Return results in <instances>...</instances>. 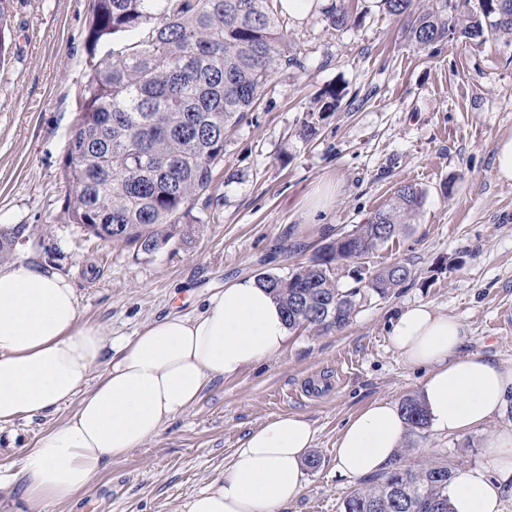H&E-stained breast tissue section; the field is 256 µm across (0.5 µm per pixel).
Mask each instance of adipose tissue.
Masks as SVG:
<instances>
[{"label":"adipose tissue","instance_id":"1","mask_svg":"<svg viewBox=\"0 0 512 512\" xmlns=\"http://www.w3.org/2000/svg\"><path fill=\"white\" fill-rule=\"evenodd\" d=\"M288 337L285 316L256 279L225 284L196 315L168 314L135 335L110 338L82 321L71 280L22 261L0 266V426L76 402L34 448L14 449V484L34 512H52L86 493L113 459L158 436L201 396L208 381L236 376L276 357ZM455 318L418 304L395 319L391 342L428 373L419 399L433 428L463 434L512 405V367L461 354ZM406 435L398 403L378 399L341 431L336 468L362 478L387 471ZM314 443L308 420L276 417L235 449L224 475L187 499L180 512H282L304 487ZM500 473L465 471L448 488L455 512H501L512 480V424L484 440Z\"/></svg>","mask_w":512,"mask_h":512}]
</instances>
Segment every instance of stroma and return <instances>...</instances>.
<instances>
[{
  "instance_id": "obj_1",
  "label": "stroma",
  "mask_w": 512,
  "mask_h": 512,
  "mask_svg": "<svg viewBox=\"0 0 512 512\" xmlns=\"http://www.w3.org/2000/svg\"><path fill=\"white\" fill-rule=\"evenodd\" d=\"M90 4L14 0L0 63V227L22 240L15 259L71 279L84 321L118 337L171 312L198 313L225 282L287 275L337 232L364 223L400 185H416L425 199L406 233L369 259L374 269L407 262L404 284L364 302L343 329L290 331L278 357L209 381L197 403L55 512H179L223 476L252 430L285 414L312 424L320 462L283 512H341L359 485L336 471L346 421L373 400L418 394L427 374L392 347L401 309L431 304L465 327L463 353L512 367V328L499 324L512 310V181L495 167L497 142L512 137V35L422 48L378 0H355L356 21L337 33L317 10L291 20L300 66L276 73L255 110L226 132L212 204L196 208L189 240L148 255L63 218L59 173L75 90L89 78ZM308 124L315 132L302 136ZM329 188L326 210L310 215ZM75 409L71 402L6 426L0 458L35 447ZM508 423L512 409L479 432L427 430L405 462L450 458L466 471L487 468L484 435Z\"/></svg>"
}]
</instances>
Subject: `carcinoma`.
Segmentation results:
<instances>
[{"mask_svg":"<svg viewBox=\"0 0 512 512\" xmlns=\"http://www.w3.org/2000/svg\"><path fill=\"white\" fill-rule=\"evenodd\" d=\"M404 17L415 0H380ZM419 13L410 36L421 47L456 31L468 40L494 31L512 34V0H438ZM13 0H0V61ZM325 28L352 20L350 0L323 9ZM280 0H91L86 35L90 79L76 92L72 134L61 166L69 224L108 243L135 242L153 253L181 235L200 199L210 201L224 134L264 95L273 74L301 64ZM424 204L413 184L397 188L386 206L361 225L340 232L308 264L286 276L258 281L280 304L288 328L319 333L347 325L361 302L384 298L404 283L408 267L395 262L354 270L356 286L343 289L339 264L361 263L403 234ZM409 431L404 458L425 437L428 415L415 396L401 402ZM460 464L443 460L417 469L393 466L366 480L343 500V512H454L448 487Z\"/></svg>","mask_w":512,"mask_h":512,"instance_id":"cac0c4a2","label":"carcinoma"}]
</instances>
